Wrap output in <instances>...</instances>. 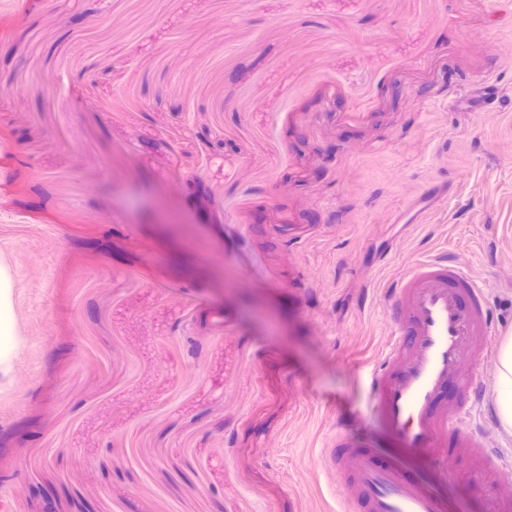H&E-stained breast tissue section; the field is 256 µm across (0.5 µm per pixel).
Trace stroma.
I'll use <instances>...</instances> for the list:
<instances>
[{
	"mask_svg": "<svg viewBox=\"0 0 512 512\" xmlns=\"http://www.w3.org/2000/svg\"><path fill=\"white\" fill-rule=\"evenodd\" d=\"M434 251L512 331V0H0V512H343ZM13 273L8 262L0 260V386L9 377L18 342L13 311Z\"/></svg>",
	"mask_w": 512,
	"mask_h": 512,
	"instance_id": "35a3bbf8",
	"label": "stroma"
}]
</instances>
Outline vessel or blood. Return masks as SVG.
Returning a JSON list of instances; mask_svg holds the SVG:
<instances>
[{"label":"vessel or blood","instance_id":"b4317fda","mask_svg":"<svg viewBox=\"0 0 512 512\" xmlns=\"http://www.w3.org/2000/svg\"><path fill=\"white\" fill-rule=\"evenodd\" d=\"M385 318L392 339L367 377L371 409L405 448L431 454L443 480L455 481L456 449L483 470L506 463L468 415L485 396L483 371L493 358L490 307L484 285L456 260L430 256L391 289ZM326 461L346 482V512H443L436 493L386 458L370 437L340 433ZM489 512H512V483H491Z\"/></svg>","mask_w":512,"mask_h":512}]
</instances>
